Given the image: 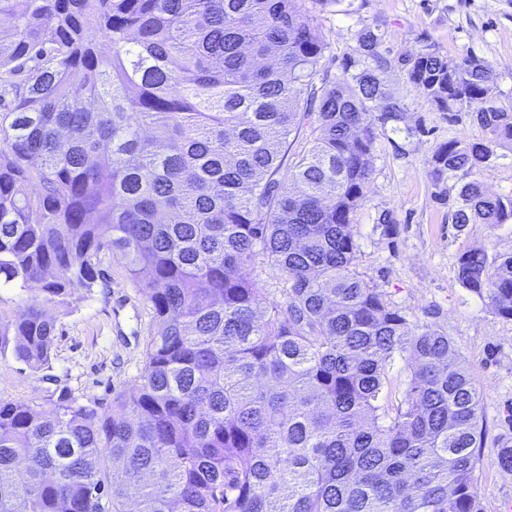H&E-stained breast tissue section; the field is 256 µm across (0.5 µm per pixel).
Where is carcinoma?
I'll list each match as a JSON object with an SVG mask.
<instances>
[{"mask_svg":"<svg viewBox=\"0 0 512 512\" xmlns=\"http://www.w3.org/2000/svg\"><path fill=\"white\" fill-rule=\"evenodd\" d=\"M339 0H0V355L50 367L69 289L123 257L158 330L105 409L0 399V512H483L482 397L447 334L356 270L378 129L405 104L364 27L324 63ZM406 82L483 132L428 159L452 223L512 221L477 178L512 151L493 65L433 45ZM36 190H30V187ZM283 276L264 306L243 270ZM461 286L512 319V254L462 252ZM407 362L392 402L390 370ZM35 294L36 290L2 288L0 289V308L12 315L19 314L24 311Z\"/></svg>","mask_w":512,"mask_h":512,"instance_id":"obj_1","label":"carcinoma"}]
</instances>
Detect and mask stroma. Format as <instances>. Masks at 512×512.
Here are the masks:
<instances>
[{
	"instance_id": "stroma-1",
	"label": "stroma",
	"mask_w": 512,
	"mask_h": 512,
	"mask_svg": "<svg viewBox=\"0 0 512 512\" xmlns=\"http://www.w3.org/2000/svg\"><path fill=\"white\" fill-rule=\"evenodd\" d=\"M329 45L326 58L354 53L363 27L378 28L380 52L394 95L407 106L397 130L376 140L374 173L353 219L356 269L369 285L412 320L433 323L448 335L463 365L484 393L487 426L478 488L483 512H512V471L497 454L512 446V320L498 316L457 278V257L467 249L512 253V223L457 230L453 201L441 199L428 159L448 139L479 137L467 114L436 112L406 83L397 60L436 44L442 54L490 61L504 105L512 104V0H339L317 13ZM391 214L393 229L379 218ZM96 288H71L68 312L57 319L55 355L34 371L0 356V398L48 406L62 397L110 407L138 380L147 344L157 330L151 305L131 282L123 260L104 256Z\"/></svg>"
}]
</instances>
